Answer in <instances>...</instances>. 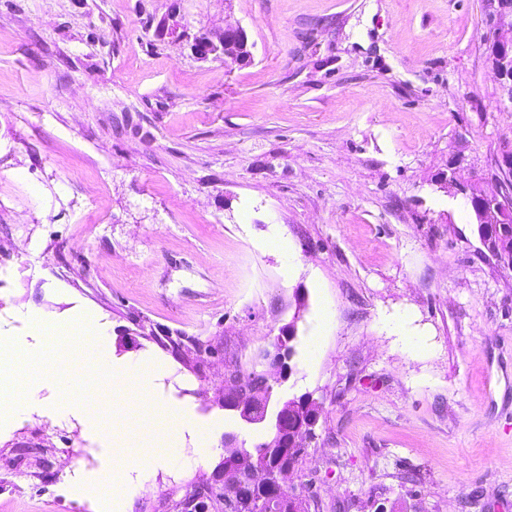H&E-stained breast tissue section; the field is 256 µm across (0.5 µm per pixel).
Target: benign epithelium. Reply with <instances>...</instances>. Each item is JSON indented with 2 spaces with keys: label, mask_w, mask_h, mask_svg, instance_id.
Returning a JSON list of instances; mask_svg holds the SVG:
<instances>
[{
  "label": "benign epithelium",
  "mask_w": 512,
  "mask_h": 512,
  "mask_svg": "<svg viewBox=\"0 0 512 512\" xmlns=\"http://www.w3.org/2000/svg\"><path fill=\"white\" fill-rule=\"evenodd\" d=\"M488 14L489 38L495 42L498 51L489 61L499 84L498 107L502 111L512 112V0H486ZM195 51L202 58L211 55L224 58L225 63L243 65L252 60L248 53V40L243 27L238 24H227L224 29L202 37L196 44ZM437 185L446 191L450 188L461 191L455 169H450ZM502 192L487 194L477 183H471L464 188L470 197L478 200L474 209L477 223L486 228L490 224H509L512 222V196L507 191V185L500 184ZM296 335L295 322L291 321L280 329L273 343V350H266L263 357L277 369L274 378L278 382L288 380L291 369L288 365V343ZM201 346L192 339H187L186 345L175 349V356L186 366L197 369L201 365ZM270 395L265 388L253 385L247 374L236 372L224 377V388L220 391L219 405L228 414L240 422L250 426L270 427L267 447L277 453V458L283 463V469L276 473L270 482L278 484L287 473L293 471L295 465L288 461L285 455L287 449L293 447L299 435L316 427L319 407L311 395L281 400L275 412H269ZM222 445L228 448L224 454L219 469L221 476L234 475L239 470V447L237 434L224 433ZM302 495L296 491H288V496H270L267 501V512H298L297 504Z\"/></svg>",
  "instance_id": "benign-epithelium-1"
}]
</instances>
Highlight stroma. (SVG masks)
<instances>
[{"instance_id":"1","label":"stroma","mask_w":512,"mask_h":512,"mask_svg":"<svg viewBox=\"0 0 512 512\" xmlns=\"http://www.w3.org/2000/svg\"><path fill=\"white\" fill-rule=\"evenodd\" d=\"M228 22L246 31L245 66L194 50ZM485 32L484 0H0V204L31 223L25 253L0 254V350H47L42 317L91 319L114 373L166 366L137 391L69 360L34 374L38 401L0 417V512H182L191 495L224 512L223 433L262 437L219 407L220 361L268 371L261 354L291 321L274 396L320 404L289 479L309 512H374L382 494L512 512V271L435 183L458 156V181L496 192L486 173L512 148ZM139 322L146 335L120 346ZM165 330L214 365L185 366ZM144 395L190 416L183 459L162 460L137 419ZM200 428L212 451L197 465Z\"/></svg>"}]
</instances>
